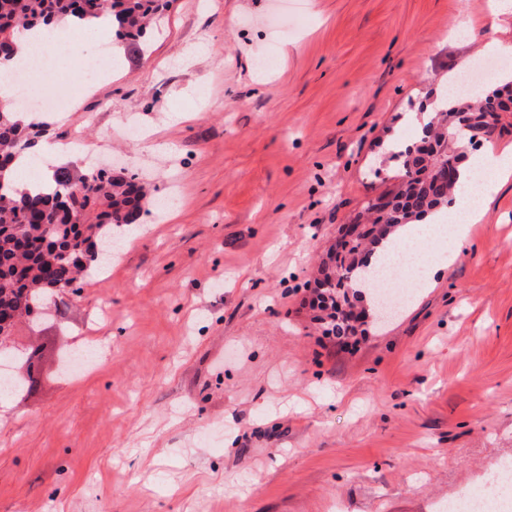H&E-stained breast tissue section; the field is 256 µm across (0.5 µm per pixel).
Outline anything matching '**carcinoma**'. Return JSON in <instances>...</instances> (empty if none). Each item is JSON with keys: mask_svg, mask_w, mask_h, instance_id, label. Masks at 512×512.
Returning <instances> with one entry per match:
<instances>
[{"mask_svg": "<svg viewBox=\"0 0 512 512\" xmlns=\"http://www.w3.org/2000/svg\"><path fill=\"white\" fill-rule=\"evenodd\" d=\"M167 6L165 0H0V50L8 53L15 37L36 24L69 22L103 13L112 16L114 37L134 41ZM512 112V78L477 100L452 98L442 118L429 121L415 145L400 151L395 189L375 212L365 206L367 224L341 263L323 274L329 308L347 301L348 289L368 273L373 245L404 224L453 202L457 180L448 173L425 182L430 168L459 171L464 145L479 144L475 130L488 119ZM44 124L24 123L13 104L0 103V158L14 159L40 142ZM49 194L14 197L0 185V321L29 313L50 292L82 287L89 262L111 252L107 232L114 224H133L149 202L132 176L105 169L77 176L60 173Z\"/></svg>", "mask_w": 512, "mask_h": 512, "instance_id": "1", "label": "carcinoma"}]
</instances>
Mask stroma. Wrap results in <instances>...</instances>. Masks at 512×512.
<instances>
[{"label": "stroma", "instance_id": "stroma-1", "mask_svg": "<svg viewBox=\"0 0 512 512\" xmlns=\"http://www.w3.org/2000/svg\"><path fill=\"white\" fill-rule=\"evenodd\" d=\"M303 2L295 22L287 0H170L146 52L58 84L74 105L45 142L85 129L181 199L16 323L0 354H32L33 383L0 399V512H438L512 457V177L452 261L434 239L387 325L367 300L335 342L311 305L342 226L395 182L405 115L488 41L512 46V12ZM271 43L288 52L260 81ZM89 342L93 369H66Z\"/></svg>", "mask_w": 512, "mask_h": 512}]
</instances>
